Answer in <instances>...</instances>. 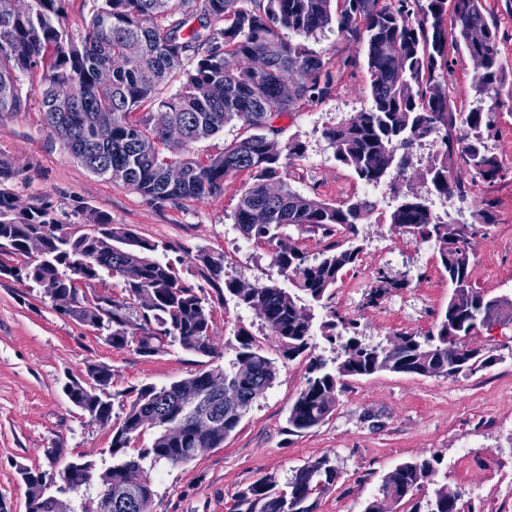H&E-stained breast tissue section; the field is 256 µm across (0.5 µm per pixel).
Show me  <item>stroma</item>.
Returning <instances> with one entry per match:
<instances>
[{
    "instance_id": "stroma-1",
    "label": "stroma",
    "mask_w": 512,
    "mask_h": 512,
    "mask_svg": "<svg viewBox=\"0 0 512 512\" xmlns=\"http://www.w3.org/2000/svg\"><path fill=\"white\" fill-rule=\"evenodd\" d=\"M290 40L345 62L344 76L322 101L300 105L277 119V139H297L306 146L302 157L288 160L286 180L296 192L340 204L363 197L364 184L336 163L324 139L325 127L364 111L369 75L359 61L356 43L327 27L310 36L290 33ZM445 82L455 110L468 111L474 100L475 67L465 51L450 50ZM505 178L493 189L494 222L473 247L472 280L491 296L512 299V89L503 88L498 133L492 140ZM0 159L14 171L8 188L19 207L47 202L58 212L98 211L124 224L138 236L165 245L164 257L186 272L189 251L223 256L226 274L242 283H290L271 260L267 245L246 239L234 220L239 199L249 186L248 173L228 177L212 197L153 204L119 181L92 174L47 127L38 100L27 111L0 115ZM388 205L376 204L359 225L364 252L356 268L339 282L332 307L354 318L361 339L389 346L404 333L425 334L448 301V283L433 247L389 222ZM406 280V288L390 290L368 301L360 282L366 268ZM433 285L434 302L423 303L415 288ZM391 308L395 323L381 325L379 311ZM246 330L277 361L274 384L250 407L224 444L178 466L157 465L151 472L155 496L152 512H232L238 492L262 476L290 479L309 461L328 457L338 472L335 485L320 498L315 512H364L379 496L387 473L407 460L436 457L449 492L461 506L497 501L512 484V323L480 329L469 347L499 356V363L468 378L422 377L380 371L348 380L335 414L323 425L288 434V410L307 377L308 358L281 357L268 327L235 301L215 310V365L229 366ZM112 369L113 416L124 414L121 391L144 384L158 386L189 377L200 368L198 357L178 347L144 357L133 347L114 348L102 335L55 312L36 285L0 279V499L10 512H26L28 489L18 473L26 466L61 472L66 462L109 447L112 432L90 424L66 398V376H83L88 363ZM472 450L459 460L463 445ZM61 449L59 460L47 451Z\"/></svg>"
}]
</instances>
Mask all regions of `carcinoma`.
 <instances>
[{
    "label": "carcinoma",
    "instance_id": "cac0c4a2",
    "mask_svg": "<svg viewBox=\"0 0 512 512\" xmlns=\"http://www.w3.org/2000/svg\"><path fill=\"white\" fill-rule=\"evenodd\" d=\"M65 0H30L18 11L0 0V114L22 112L32 93L23 77L42 73L40 104L47 126L92 173L123 182L147 201L202 200L221 192L224 180L241 171L251 177L234 214L241 233L271 247L272 260L295 287L290 292L266 284H243L224 273V261L200 250L191 275L183 279L173 264L157 257L161 245L142 238L105 214L88 211L84 231L58 218L45 203L20 209L4 188L13 176L0 160V278L26 279L52 308L83 327L106 334L115 348L134 346L142 356L172 346L214 358L215 305L231 298L259 317L276 336L282 356L293 360L311 350L313 303L332 299L344 274L360 261L356 225L373 210L365 199L342 205L293 191L281 159L303 156L304 144L281 145L269 138L274 121L301 102H319L330 93L349 62L332 59L295 43L282 30L310 35L336 24L340 35L364 50L370 106L353 118L324 129L336 162L366 183L401 177L412 164L418 140L433 137L440 147L424 176L442 196L468 197L467 171L492 185L503 164L488 147L498 131L497 108L503 87L512 84L498 60L499 32L487 17L485 0H100L90 26L76 39L62 26ZM197 25H192V22ZM454 42L482 65L474 77L479 104L453 110L448 87V30ZM179 89L164 97L174 80ZM236 121L246 136L206 160L192 146ZM178 164L184 178L166 180ZM395 206L390 223L432 244L451 293L434 329L418 340L402 334L388 348L363 343L359 324L331 311L323 325L327 340H341L344 358L335 366L309 357L304 387L288 411V434L324 424L336 412L348 377L379 370L419 376H468L496 361L465 340L498 320L512 323V300L489 297L470 278L471 241L491 223L494 202L482 200L475 221L459 233L433 214L416 194L391 184ZM289 226L333 237L347 231L346 243L332 242L309 259L284 233ZM119 278L118 294L89 287L103 275ZM374 299L408 286L382 271ZM275 361L252 335L238 334L230 370L201 369L169 385L145 384L121 393L128 406L112 421V369L86 366L63 391L92 424L112 429L109 454L116 463L98 466L83 455L59 473L62 485L47 484L46 472L19 468L30 489L27 512H65L57 494L112 489V512H150L155 495L151 464L182 465L224 444L252 403L276 379ZM146 427L158 434L151 447L129 454ZM434 457L398 464L382 480L381 498L364 512H387L384 502L413 497L436 476ZM324 456L298 468L281 486L262 477L237 495L234 512H314L316 501L336 482ZM428 512H476L459 507L447 485L435 491Z\"/></svg>",
    "mask_w": 512,
    "mask_h": 512
}]
</instances>
